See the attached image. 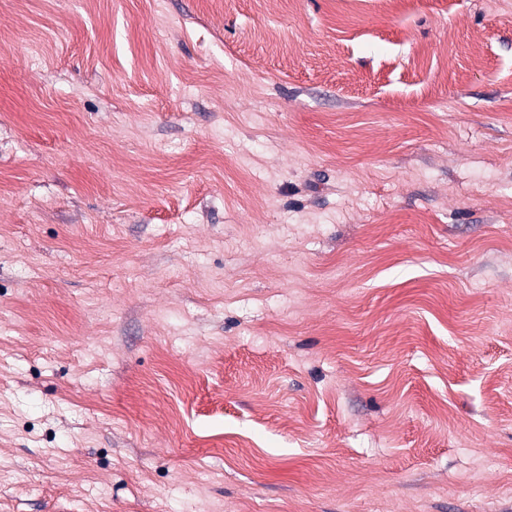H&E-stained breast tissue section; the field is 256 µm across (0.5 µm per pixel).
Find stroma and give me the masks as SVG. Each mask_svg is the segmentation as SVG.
<instances>
[{"label":"stroma","instance_id":"35a3bbf8","mask_svg":"<svg viewBox=\"0 0 512 512\" xmlns=\"http://www.w3.org/2000/svg\"><path fill=\"white\" fill-rule=\"evenodd\" d=\"M0 512H512V0H0Z\"/></svg>","mask_w":512,"mask_h":512}]
</instances>
